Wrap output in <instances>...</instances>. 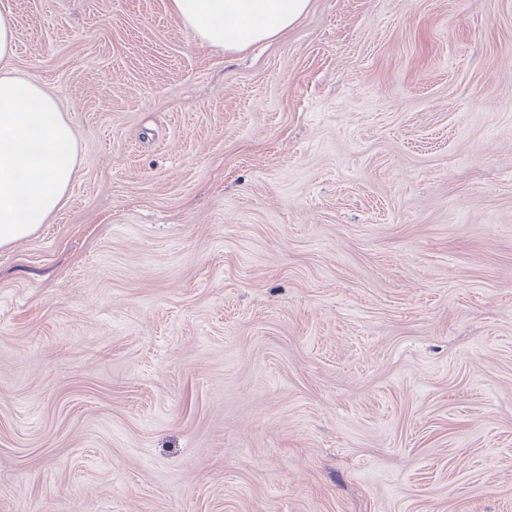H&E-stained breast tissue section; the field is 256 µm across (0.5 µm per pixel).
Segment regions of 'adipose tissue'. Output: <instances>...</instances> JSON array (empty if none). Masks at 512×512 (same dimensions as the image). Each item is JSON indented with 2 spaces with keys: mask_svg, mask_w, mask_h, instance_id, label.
<instances>
[{
  "mask_svg": "<svg viewBox=\"0 0 512 512\" xmlns=\"http://www.w3.org/2000/svg\"><path fill=\"white\" fill-rule=\"evenodd\" d=\"M310 0H171L195 36L229 52L273 39ZM15 50L10 10H0V247L35 233L59 209L76 171L71 125L43 85L7 66Z\"/></svg>",
  "mask_w": 512,
  "mask_h": 512,
  "instance_id": "1",
  "label": "adipose tissue"
}]
</instances>
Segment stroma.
<instances>
[{
    "instance_id": "35a3bbf8",
    "label": "stroma",
    "mask_w": 512,
    "mask_h": 512,
    "mask_svg": "<svg viewBox=\"0 0 512 512\" xmlns=\"http://www.w3.org/2000/svg\"><path fill=\"white\" fill-rule=\"evenodd\" d=\"M70 122L0 248V512H512V0H0ZM310 0H171L195 36L224 51L241 52L294 25Z\"/></svg>"
}]
</instances>
